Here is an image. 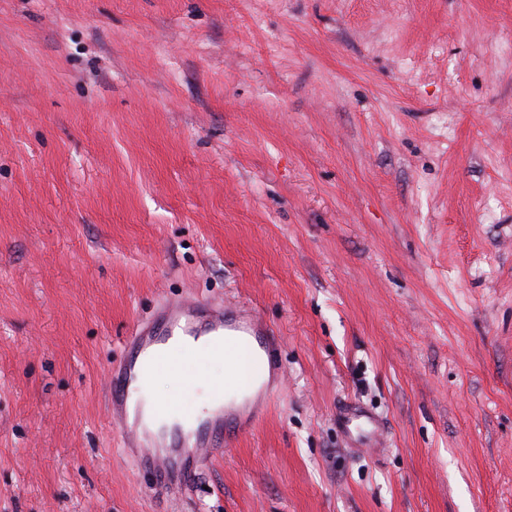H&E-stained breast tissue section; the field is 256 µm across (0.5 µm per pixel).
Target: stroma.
Masks as SVG:
<instances>
[{
  "instance_id": "35a3bbf8",
  "label": "stroma",
  "mask_w": 512,
  "mask_h": 512,
  "mask_svg": "<svg viewBox=\"0 0 512 512\" xmlns=\"http://www.w3.org/2000/svg\"><path fill=\"white\" fill-rule=\"evenodd\" d=\"M284 374L152 494L163 299ZM0 512H512V0H0ZM194 471L195 466L193 462L184 463L175 477H171L167 470L160 471L158 478L155 479L154 488L164 489L168 492L174 487L188 485L193 479Z\"/></svg>"
}]
</instances>
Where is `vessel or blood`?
Segmentation results:
<instances>
[{
    "label": "vessel or blood",
    "instance_id": "1",
    "mask_svg": "<svg viewBox=\"0 0 512 512\" xmlns=\"http://www.w3.org/2000/svg\"><path fill=\"white\" fill-rule=\"evenodd\" d=\"M202 343L203 354L232 358L239 350L258 345L260 352L251 356L246 370H232L213 391L215 404L207 416H199L188 401L198 383V376L185 372L181 363L166 354L169 347L186 350ZM279 338L273 329H259L253 319L228 318L223 307L208 301H190L172 305L160 303L153 318L138 325L124 345L118 363L109 369L107 387L109 409L117 417L127 445L144 458H152L159 448L222 449L241 433L248 431L253 417L238 415L237 399L272 370L277 362ZM167 368L178 395L172 401H160L150 408L149 417L129 415L128 407L135 394L145 390L155 370ZM172 417L176 423L165 434H156L150 420ZM195 471L193 463L181 466L177 475L160 471L155 486L171 490L191 483Z\"/></svg>",
    "mask_w": 512,
    "mask_h": 512
}]
</instances>
